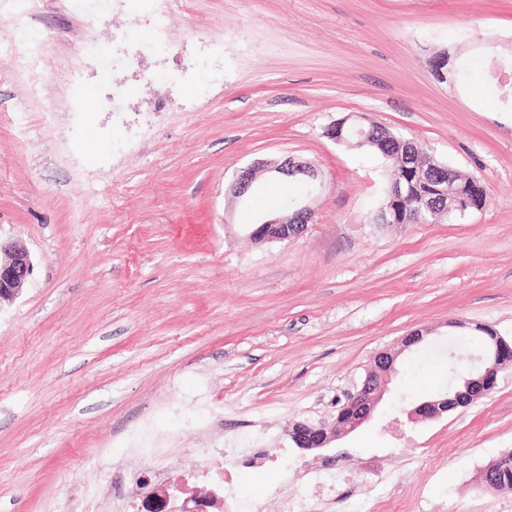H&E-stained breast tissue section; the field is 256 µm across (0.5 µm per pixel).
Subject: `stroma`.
<instances>
[{
  "mask_svg": "<svg viewBox=\"0 0 512 512\" xmlns=\"http://www.w3.org/2000/svg\"><path fill=\"white\" fill-rule=\"evenodd\" d=\"M132 27L151 31L140 0L107 11L96 35L120 46ZM49 28L48 95L63 99L75 70L94 103L45 113L20 64L0 63V239L34 261L0 300V512H53L77 465L127 491L117 443L147 419L188 438L165 462L175 481L222 436L312 467L381 458L389 482L365 473L358 487L368 512H418L422 493L454 512H512V490L481 480L512 449V370L469 407L403 422L405 441L389 428L451 383L427 349L480 324L512 338V103L489 73L512 66V0H182L158 49L109 73L76 56L73 0L30 32ZM201 32L224 44L204 84ZM439 50L443 80L428 64ZM359 113L478 177L485 206L370 223L389 172L326 135ZM288 155L318 172L289 190L314 217L291 241L255 243L253 224L286 197L262 206L279 185L262 171L236 198L235 176ZM419 329L429 337L401 356L374 421L323 450L292 448L294 423L335 415L374 355ZM230 469L264 512L304 489L273 467Z\"/></svg>",
  "mask_w": 512,
  "mask_h": 512,
  "instance_id": "35a3bbf8",
  "label": "stroma"
}]
</instances>
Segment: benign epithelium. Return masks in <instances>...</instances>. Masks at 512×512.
<instances>
[{"instance_id":"obj_1","label":"benign epithelium","mask_w":512,"mask_h":512,"mask_svg":"<svg viewBox=\"0 0 512 512\" xmlns=\"http://www.w3.org/2000/svg\"><path fill=\"white\" fill-rule=\"evenodd\" d=\"M260 167L286 176L301 175L308 182H314L318 178V173L313 167L286 156L273 164L267 165L262 162L255 167L241 170L233 185L236 197H243L252 189L257 180V169ZM439 184L437 198L444 205L443 211L465 215L479 208V204L464 195L462 187L455 183L453 171H448V177L440 179ZM403 194L402 183L390 184L386 191L387 207L380 209L374 216L377 223H389L392 206ZM312 213L309 205L297 204L293 206L291 212L259 223L252 231L251 237L257 243L289 241L303 233L312 218ZM32 270L31 255L25 247L15 242L0 240V299L17 295L26 284ZM475 330L484 335L487 341V351L479 358V366L461 376L460 381L453 383L446 394L423 400L405 411L409 422L438 419L445 413L465 408L476 400L489 396L497 388L500 374L512 367V341H507L489 326H477ZM423 340V331L416 330L402 339L399 349L379 352L366 370L361 383L348 392L335 417L317 423L300 421L293 425L289 436L296 446L305 451L320 450L368 423L373 418L392 377L397 373L398 357ZM511 471L510 450L502 453L484 472L483 483L489 489L496 488L499 477Z\"/></svg>"}]
</instances>
